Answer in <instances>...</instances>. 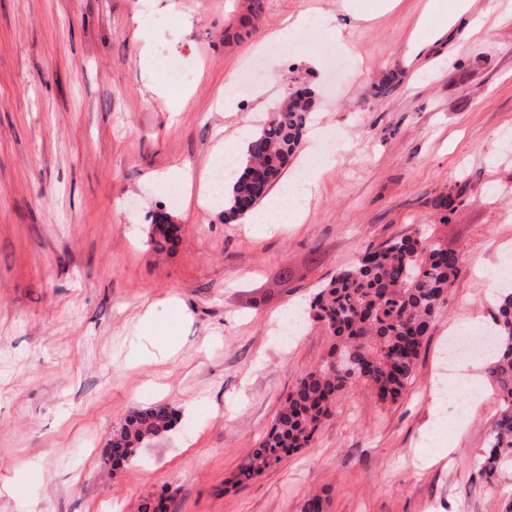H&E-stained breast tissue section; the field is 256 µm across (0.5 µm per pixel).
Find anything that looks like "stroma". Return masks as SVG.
Wrapping results in <instances>:
<instances>
[{
	"mask_svg": "<svg viewBox=\"0 0 512 512\" xmlns=\"http://www.w3.org/2000/svg\"><path fill=\"white\" fill-rule=\"evenodd\" d=\"M426 3L0 0V512H139L162 494L170 512H300L324 489L327 512H504L512 471L494 486L475 473L498 411L486 370L465 430L452 409L422 431L449 328L492 320L481 273L512 243V0L486 32L452 30L411 61ZM351 13L342 35L323 25ZM296 15L301 37L272 53ZM390 70L400 84L374 96ZM230 72L250 90L228 112ZM290 77L315 95L284 177L319 173L318 191L300 222H225L204 194L218 146L253 134ZM177 170L192 181H171ZM157 221L179 228L161 252ZM416 230L462 272L402 398L340 394L311 447L234 484L332 343L309 318L284 335L289 307ZM159 404L174 428L105 465L124 418Z\"/></svg>",
	"mask_w": 512,
	"mask_h": 512,
	"instance_id": "1",
	"label": "stroma"
}]
</instances>
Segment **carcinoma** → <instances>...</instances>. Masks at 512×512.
Returning <instances> with one entry per match:
<instances>
[{
  "instance_id": "cac0c4a2",
  "label": "carcinoma",
  "mask_w": 512,
  "mask_h": 512,
  "mask_svg": "<svg viewBox=\"0 0 512 512\" xmlns=\"http://www.w3.org/2000/svg\"><path fill=\"white\" fill-rule=\"evenodd\" d=\"M312 90L288 93L251 136L241 174L224 198V221L254 210L282 177L306 131ZM177 228L154 223L159 248L175 244ZM461 274L459 256L419 233L394 236L368 248L357 263L339 272L313 298L310 316L328 330L333 343L323 362L301 373L270 430L258 439L235 475L244 484L311 445L322 419L339 395L362 382L379 400L397 402L412 379L434 317ZM497 346L488 373L498 391L497 419L489 429L478 470L494 484L512 468V291L500 295ZM177 421L167 405L129 414L113 433L112 447L124 449L117 469L144 443L169 432ZM329 495L315 493L302 512H326Z\"/></svg>"
}]
</instances>
